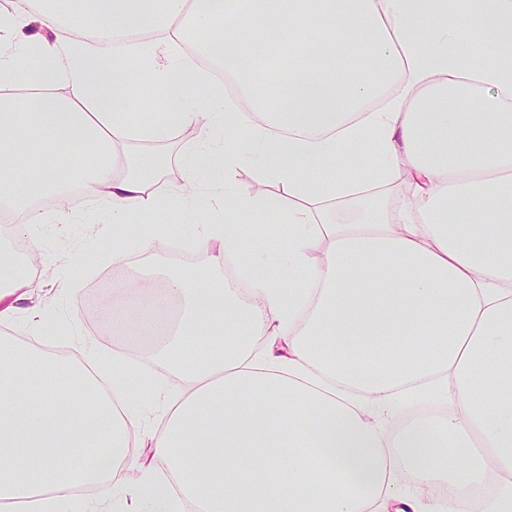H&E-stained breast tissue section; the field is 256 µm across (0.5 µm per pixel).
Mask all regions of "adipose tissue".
Returning <instances> with one entry per match:
<instances>
[{"label":"adipose tissue","instance_id":"obj_1","mask_svg":"<svg viewBox=\"0 0 512 512\" xmlns=\"http://www.w3.org/2000/svg\"><path fill=\"white\" fill-rule=\"evenodd\" d=\"M27 2L0 10V226L38 253L31 200L74 180L113 262L133 224L156 254L171 209L210 263L112 289L172 315L151 348L181 382L156 390L161 427L121 364L106 396L83 361L0 336V505L74 512L76 488L121 487L132 512H512V0H90L80 27ZM131 62L178 107L136 109ZM177 126L196 136L168 182L129 149ZM246 158L259 184L238 182ZM228 259L245 292L211 284ZM422 393L441 415L393 427Z\"/></svg>","mask_w":512,"mask_h":512}]
</instances>
